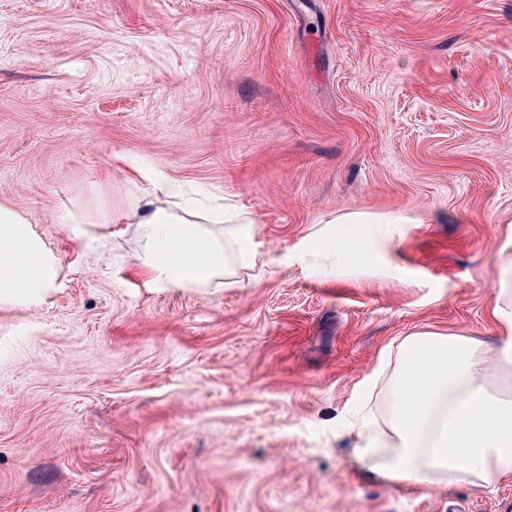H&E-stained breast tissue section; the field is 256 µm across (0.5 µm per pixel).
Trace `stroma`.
<instances>
[{"instance_id":"1","label":"stroma","mask_w":512,"mask_h":512,"mask_svg":"<svg viewBox=\"0 0 512 512\" xmlns=\"http://www.w3.org/2000/svg\"><path fill=\"white\" fill-rule=\"evenodd\" d=\"M134 171L232 199L283 265L164 290L124 225L64 233ZM0 203L62 264L0 306V512H512V477H365L345 426L391 340L492 328L512 0H0ZM343 212L415 222L375 266L291 264Z\"/></svg>"}]
</instances>
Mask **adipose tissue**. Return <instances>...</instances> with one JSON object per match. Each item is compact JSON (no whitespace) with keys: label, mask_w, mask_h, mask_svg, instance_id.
I'll list each match as a JSON object with an SVG mask.
<instances>
[{"label":"adipose tissue","mask_w":512,"mask_h":512,"mask_svg":"<svg viewBox=\"0 0 512 512\" xmlns=\"http://www.w3.org/2000/svg\"><path fill=\"white\" fill-rule=\"evenodd\" d=\"M71 238L106 244L116 224L137 243L138 270L158 288H243L276 273L278 257L259 251L256 226L236 205L200 211L170 200L164 177L140 190L135 212L62 207ZM404 214L343 213L307 244L336 258L375 263L395 248ZM493 339L418 330L393 340L360 389L349 421L353 457L390 481L445 489L493 485L512 475V399L491 386L512 371V235L497 249ZM58 278L57 260L29 217L0 203V306L41 302Z\"/></svg>","instance_id":"obj_1"}]
</instances>
